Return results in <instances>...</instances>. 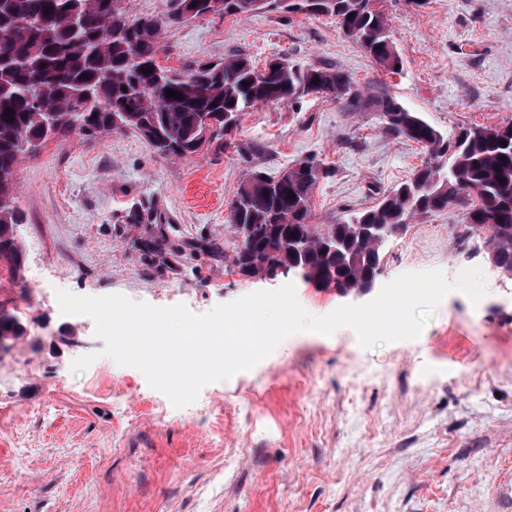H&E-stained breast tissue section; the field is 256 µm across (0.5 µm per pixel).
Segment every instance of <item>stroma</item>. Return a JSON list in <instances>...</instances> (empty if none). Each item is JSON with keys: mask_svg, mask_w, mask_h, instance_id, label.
Wrapping results in <instances>:
<instances>
[{"mask_svg": "<svg viewBox=\"0 0 512 512\" xmlns=\"http://www.w3.org/2000/svg\"><path fill=\"white\" fill-rule=\"evenodd\" d=\"M402 59L390 74L325 16L261 11L162 31L164 67L276 57L382 84L448 136L512 123V0H373ZM223 153L164 157L137 132L72 134L21 163L16 237L26 334L0 355V512H512V277L494 271L462 210L417 219L383 248L379 284L480 268L487 293H448L417 339L362 347L353 330L301 331L183 408L105 356L94 321L56 292L122 294L197 314L294 284L323 316L344 297L293 274L240 275L227 208L252 167L329 169L312 221L375 205L428 158L378 113L307 96L244 112ZM95 354L81 375L74 359Z\"/></svg>", "mask_w": 512, "mask_h": 512, "instance_id": "obj_1", "label": "stroma"}]
</instances>
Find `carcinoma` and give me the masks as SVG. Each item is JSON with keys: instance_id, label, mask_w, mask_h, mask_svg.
<instances>
[{"instance_id": "obj_1", "label": "carcinoma", "mask_w": 512, "mask_h": 512, "mask_svg": "<svg viewBox=\"0 0 512 512\" xmlns=\"http://www.w3.org/2000/svg\"><path fill=\"white\" fill-rule=\"evenodd\" d=\"M122 0H0V270L23 281L15 237L21 215L14 184L23 159L50 139L70 133L105 136L133 129L162 155L186 158L203 150L224 152L228 132L243 112L259 104L292 106L308 95L355 109L393 112L387 129L427 147L437 146L445 165L427 162L390 189L384 204L360 211L351 222H312L311 200L329 171L304 159L288 179L257 169L240 185L231 205L250 235L224 255L242 275L273 277L295 270L304 280L338 292L354 291L380 275L383 246L363 239V224L401 226L456 206L472 232L484 235L490 259L512 272V124L468 127L450 140L418 113L404 108L383 87L360 88L340 68L293 62L261 71L244 55H228L188 71L158 64L160 32L186 21L185 13L218 17L255 11L251 0H172L162 20L129 21ZM268 0L286 14L329 16L384 70L394 74L401 58L389 37V19L371 0ZM248 85H242V82ZM179 93L166 96L167 90ZM14 110V120L5 116ZM506 145H500V141ZM294 197H288V194ZM24 329L0 305V336Z\"/></svg>"}]
</instances>
